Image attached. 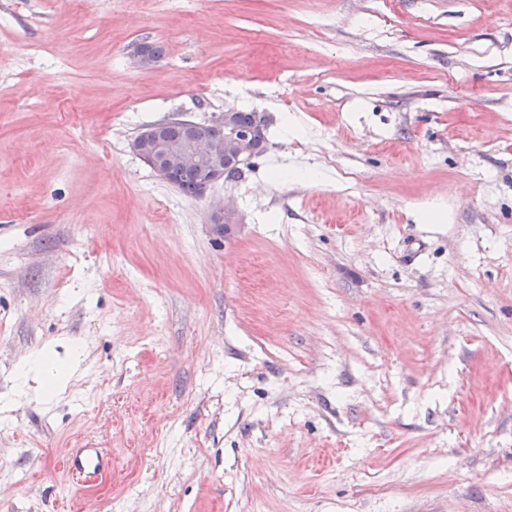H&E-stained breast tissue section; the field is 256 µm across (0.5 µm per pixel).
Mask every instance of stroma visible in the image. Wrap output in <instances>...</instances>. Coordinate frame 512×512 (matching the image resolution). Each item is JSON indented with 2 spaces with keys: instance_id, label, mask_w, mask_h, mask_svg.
I'll return each instance as SVG.
<instances>
[{
  "instance_id": "stroma-1",
  "label": "stroma",
  "mask_w": 512,
  "mask_h": 512,
  "mask_svg": "<svg viewBox=\"0 0 512 512\" xmlns=\"http://www.w3.org/2000/svg\"><path fill=\"white\" fill-rule=\"evenodd\" d=\"M242 108L209 196L130 149ZM0 186L12 512H512V0H0ZM239 223L237 209L229 202L218 201L211 207L210 224H226L231 235ZM70 475L86 480L98 476L108 466L107 460L98 448H77L69 450L61 461Z\"/></svg>"
}]
</instances>
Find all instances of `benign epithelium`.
I'll list each match as a JSON object with an SVG mask.
<instances>
[{"label":"benign epithelium","mask_w":512,"mask_h":512,"mask_svg":"<svg viewBox=\"0 0 512 512\" xmlns=\"http://www.w3.org/2000/svg\"><path fill=\"white\" fill-rule=\"evenodd\" d=\"M212 125L221 130V135L210 140L191 136L164 140L156 133L157 127L148 125L131 141V149L163 179L176 168L198 171V196L203 197L221 177L240 174L241 166L264 150L263 143L237 124L232 110L220 113ZM210 223L224 224L232 232L239 223L238 211L231 203L218 201L211 207Z\"/></svg>","instance_id":"7a95c632"}]
</instances>
